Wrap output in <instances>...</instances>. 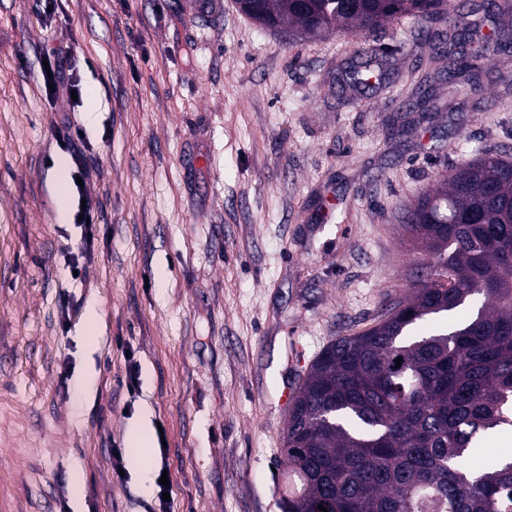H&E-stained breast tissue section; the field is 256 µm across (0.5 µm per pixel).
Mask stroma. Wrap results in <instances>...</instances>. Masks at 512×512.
Here are the masks:
<instances>
[{
    "instance_id": "obj_1",
    "label": "stroma",
    "mask_w": 512,
    "mask_h": 512,
    "mask_svg": "<svg viewBox=\"0 0 512 512\" xmlns=\"http://www.w3.org/2000/svg\"><path fill=\"white\" fill-rule=\"evenodd\" d=\"M475 2L448 9L484 110L439 83L444 110L397 136L445 23L289 41L235 0H0V512H159L162 469L172 512H284L282 392L405 297L426 257L403 215L438 175L512 148V16ZM62 43L74 98L42 75ZM361 49L385 54L389 89L337 85ZM141 423L164 441L116 475Z\"/></svg>"
}]
</instances>
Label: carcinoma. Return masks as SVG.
I'll use <instances>...</instances> for the list:
<instances>
[{"label":"carcinoma","instance_id":"carcinoma-1","mask_svg":"<svg viewBox=\"0 0 512 512\" xmlns=\"http://www.w3.org/2000/svg\"><path fill=\"white\" fill-rule=\"evenodd\" d=\"M244 15L301 36L375 30L404 18L456 28L446 0H245ZM432 49L430 78L476 89L464 47ZM370 56L338 82L374 90ZM419 90L410 112H438ZM428 253L425 275L372 327L315 357L288 413L286 512H512V461L479 464L488 429L512 427V158L488 153L441 176L405 216ZM481 296L458 326L451 312ZM446 323L414 335V325ZM401 365H396V358Z\"/></svg>","mask_w":512,"mask_h":512}]
</instances>
